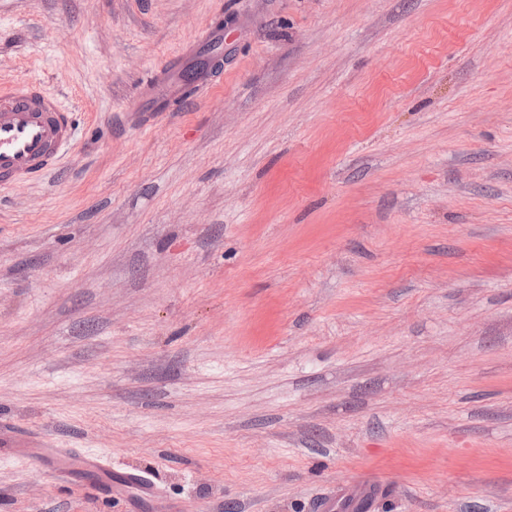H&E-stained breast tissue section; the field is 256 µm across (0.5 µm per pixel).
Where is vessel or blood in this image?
Returning a JSON list of instances; mask_svg holds the SVG:
<instances>
[{"instance_id":"vessel-or-blood-1","label":"vessel or blood","mask_w":512,"mask_h":512,"mask_svg":"<svg viewBox=\"0 0 512 512\" xmlns=\"http://www.w3.org/2000/svg\"><path fill=\"white\" fill-rule=\"evenodd\" d=\"M181 79L164 70L150 76L142 87L144 99L165 97L174 105L187 93ZM74 129L57 99L25 85L0 89V188L22 179H35L54 170L61 149ZM121 484L138 497L158 493L143 473L126 474Z\"/></svg>"}]
</instances>
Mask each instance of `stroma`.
Listing matches in <instances>:
<instances>
[{"label": "stroma", "mask_w": 512, "mask_h": 512, "mask_svg": "<svg viewBox=\"0 0 512 512\" xmlns=\"http://www.w3.org/2000/svg\"><path fill=\"white\" fill-rule=\"evenodd\" d=\"M17 81L74 139L0 189V512H512V0H0ZM186 85L187 84L180 79L179 74L176 78L174 73H170L169 70H161L145 81L142 87V95L146 101L163 96L166 97L165 100L168 104L175 106L190 89L209 84L203 81H194L191 86L187 87ZM121 485L133 489L140 498L153 499L158 494L154 481L144 473H129L122 480Z\"/></svg>", "instance_id": "obj_1"}]
</instances>
